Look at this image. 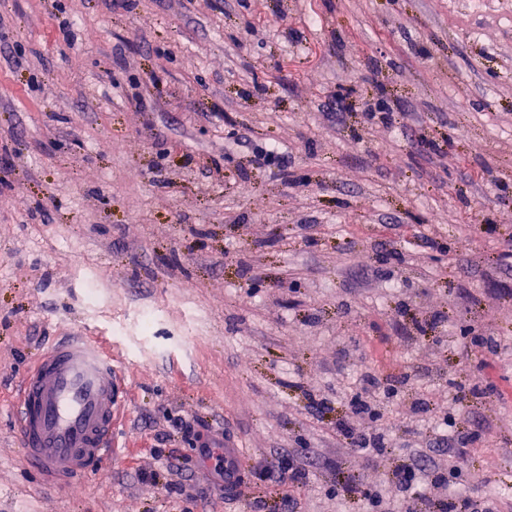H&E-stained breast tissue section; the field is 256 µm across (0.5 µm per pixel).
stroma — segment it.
Wrapping results in <instances>:
<instances>
[{
    "label": "stroma",
    "mask_w": 512,
    "mask_h": 512,
    "mask_svg": "<svg viewBox=\"0 0 512 512\" xmlns=\"http://www.w3.org/2000/svg\"><path fill=\"white\" fill-rule=\"evenodd\" d=\"M73 330L128 398L56 489L11 411ZM462 434L512 512V0H0V512H441L400 476ZM206 448H211V450L205 454L202 462L210 469H218L224 473V482L221 486L224 489V495H236L240 490V483L243 479V448H238L234 442L227 438H224V443L221 446H208Z\"/></svg>",
    "instance_id": "1"
}]
</instances>
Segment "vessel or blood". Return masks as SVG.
Masks as SVG:
<instances>
[{"label": "vessel or blood", "instance_id": "vessel-or-blood-1", "mask_svg": "<svg viewBox=\"0 0 512 512\" xmlns=\"http://www.w3.org/2000/svg\"><path fill=\"white\" fill-rule=\"evenodd\" d=\"M127 384L111 352L77 333L57 340L23 377L15 409L23 461L50 485L90 474L117 451ZM244 451L232 441L203 462L223 472L225 494L239 492Z\"/></svg>", "mask_w": 512, "mask_h": 512}]
</instances>
